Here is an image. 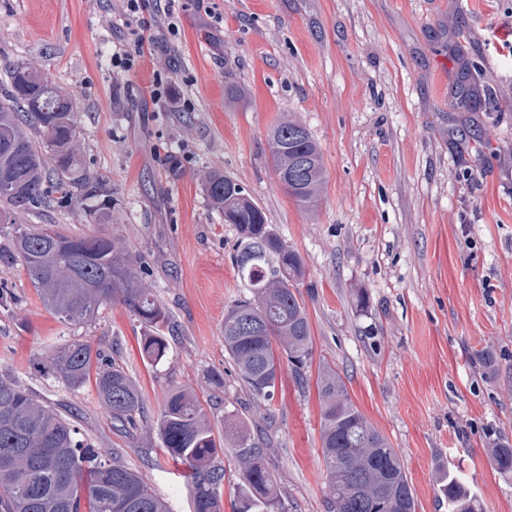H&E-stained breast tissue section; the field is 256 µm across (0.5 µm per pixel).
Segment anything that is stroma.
Returning <instances> with one entry per match:
<instances>
[{"instance_id":"obj_1","label":"stroma","mask_w":512,"mask_h":512,"mask_svg":"<svg viewBox=\"0 0 512 512\" xmlns=\"http://www.w3.org/2000/svg\"><path fill=\"white\" fill-rule=\"evenodd\" d=\"M140 15L150 29L125 0H0V97L6 64L19 62L74 100L83 163L111 190L116 219L54 205L20 220L107 233L141 259L174 318L169 359L143 364L145 328L119 303L92 324H61L16 264L0 267L14 295L0 305V377L71 418L93 447L117 450L169 512H192L156 422L171 387L200 393L206 373H223L214 430L245 420L288 512H326L316 390L326 362L403 460L418 512H448L440 464L479 512H512V475L487 456L512 440V0H142ZM143 34L152 44L136 66L113 67ZM464 66L480 96L452 112ZM284 112L322 154L326 189L309 210L269 163L267 131ZM213 170L235 178L306 263L307 383L283 371L265 417L224 351V311L241 290L235 230L201 186ZM73 336L113 351L136 380L146 407L136 430L114 428L94 386L43 375L45 355Z\"/></svg>"}]
</instances>
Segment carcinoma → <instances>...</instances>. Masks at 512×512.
Listing matches in <instances>:
<instances>
[{
	"label": "carcinoma",
	"mask_w": 512,
	"mask_h": 512,
	"mask_svg": "<svg viewBox=\"0 0 512 512\" xmlns=\"http://www.w3.org/2000/svg\"><path fill=\"white\" fill-rule=\"evenodd\" d=\"M11 91L0 100V224L13 225L12 246L0 247V265L22 263L44 307L59 322H94L102 308L120 303L146 328L139 345L144 364L169 357L171 313L156 298L116 238L71 235L52 224L31 230L17 215L51 202L86 205L107 223L112 193L85 168L76 140L72 98L27 63L10 65ZM479 96L467 69L458 74V109ZM32 127L30 134L27 127ZM275 175L298 206L322 195L326 172L308 129L286 114L267 132ZM203 189L224 223L233 225V267L242 296L224 312V350L253 400V413L269 412L283 362L306 383L313 354L311 326L300 288L301 254L267 222L263 209L233 177L214 170ZM47 375L71 390L94 384L97 397L123 429L145 412L139 387L100 347L71 339L55 348ZM207 400L224 393V375L207 374ZM322 408L321 452L328 512H416L406 468L389 439L349 397L340 373L326 366L317 383ZM160 448L184 466L192 485L193 512H223L224 440L237 448L236 512H282L274 473L262 463L264 448L248 428L235 425L217 436L204 401L183 387L168 392L157 424ZM497 471L512 474V443L487 450ZM448 512H477L471 489L451 471L436 477ZM0 512H168L137 472L80 439L78 430L28 389L0 378Z\"/></svg>",
	"instance_id": "carcinoma-1"
}]
</instances>
